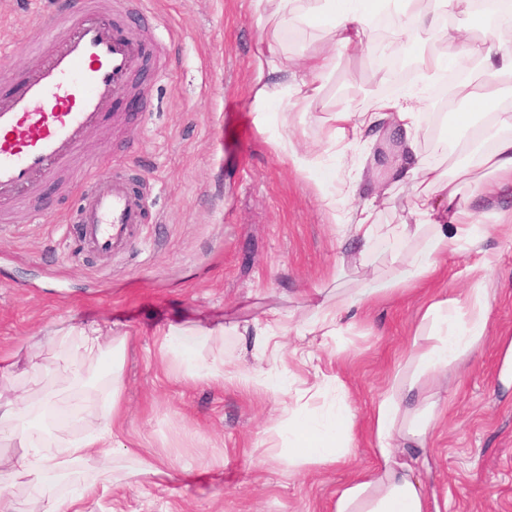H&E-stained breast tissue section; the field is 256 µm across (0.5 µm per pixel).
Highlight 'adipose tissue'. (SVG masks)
<instances>
[{
	"label": "adipose tissue",
	"mask_w": 512,
	"mask_h": 512,
	"mask_svg": "<svg viewBox=\"0 0 512 512\" xmlns=\"http://www.w3.org/2000/svg\"><path fill=\"white\" fill-rule=\"evenodd\" d=\"M383 0H251L258 18V52L252 100L256 111L323 112L325 143L337 163L325 167L312 151L299 152L288 135L273 143L284 161L299 170L322 176L324 201L340 199L347 207L340 217L347 234L361 248V257L379 252L405 254L396 274L386 280L364 283L353 296L337 304L319 303L318 316L305 332L336 336L345 314L363 309L379 294L407 291L440 270L439 259L449 246L463 244L481 249L488 236L480 218L486 203L512 194V104L502 90L512 80V9L502 13L494 32L482 45L471 44L449 21L474 11L475 0H397L392 35L402 39L416 30L440 35L443 46L419 61L418 88L396 95L374 97L365 109L330 106L323 92L336 51L350 54L371 49L370 19ZM299 22L328 28L326 45L289 55L283 34ZM478 57L476 79L457 84L455 97L465 100L468 111L458 113L457 130L449 141L465 154L455 174L427 162L421 151L427 129L417 110L419 87L434 83L449 64L448 49ZM407 186L414 201L409 220L391 228L377 224L375 215L398 187ZM467 307L469 319L458 325L455 315ZM490 302L484 289H472L466 303L445 298L431 303L421 317L419 332L405 366L392 378L387 394L373 407L370 436L374 462L336 492L334 512H431L418 471L428 459L424 449L434 429L437 403L421 404L417 384L421 377L449 368L476 351L486 334ZM126 343L119 336L104 340L95 325L72 339V349L61 359V373L73 390L70 401L85 404L81 388L87 359L105 361L101 376L107 383L106 403L83 435L70 439L29 423L33 406L28 395L0 406V440L18 441L23 449L13 459L11 474L26 478L42 512H87L95 492L86 486L77 496L60 499L57 478L70 464L96 460L112 447L117 406L122 388L118 352ZM289 434L301 435L297 462L331 464L354 446L353 415L337 406L325 420L299 414L288 418Z\"/></svg>",
	"instance_id": "1"
}]
</instances>
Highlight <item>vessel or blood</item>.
I'll return each instance as SVG.
<instances>
[{
  "instance_id": "1",
  "label": "vessel or blood",
  "mask_w": 512,
  "mask_h": 512,
  "mask_svg": "<svg viewBox=\"0 0 512 512\" xmlns=\"http://www.w3.org/2000/svg\"><path fill=\"white\" fill-rule=\"evenodd\" d=\"M29 48L37 65L0 93L2 220L23 210L46 180L73 169L88 134L129 94L149 52L105 0H75L47 14ZM75 190L83 245L102 255L125 250L143 222L144 192L117 172L83 174Z\"/></svg>"
}]
</instances>
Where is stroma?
<instances>
[{
  "instance_id": "obj_1",
  "label": "stroma",
  "mask_w": 512,
  "mask_h": 512,
  "mask_svg": "<svg viewBox=\"0 0 512 512\" xmlns=\"http://www.w3.org/2000/svg\"><path fill=\"white\" fill-rule=\"evenodd\" d=\"M48 0H0V62L6 89L38 57L35 39ZM119 21L154 48L145 62L146 96L113 103L79 161L98 173L121 171L145 187L146 224L130 249L100 256L79 248L65 178L48 181L14 223H0V356L15 355L22 372L0 377V403L24 390L34 401L70 390L57 378L68 344L59 329L97 322L127 339L119 401L124 446L141 449L176 473L155 487L130 478L132 460L104 449L95 463L71 469L58 488L69 497L114 477L98 490L91 512H334L337 489L370 466L369 413L404 365L426 307L468 292L457 278L475 257L449 250L440 274L408 293L383 296L340 335L302 361L287 334L278 350L254 334L269 309L285 324L314 316L305 295L322 289L328 303L359 285L389 277L400 260L363 263L322 199L315 179L284 162L272 141L289 123L299 145L325 152L320 113L287 117L253 110L256 17L249 0H122ZM382 89L371 61L336 55L326 96L368 106ZM495 265L483 283L490 324L479 349L447 373L420 381L421 396L441 401V427L427 450L434 473L428 495L447 512H512V386L502 378L512 341V242L491 232L484 243ZM224 326L223 337L186 336L198 356L224 363V377L197 379L182 358H161L158 335L169 325ZM276 370L287 379L276 394L259 384ZM338 376L343 391H321ZM353 413L356 446L322 467L291 457L284 421L303 407L325 414L336 402Z\"/></svg>"
}]
</instances>
